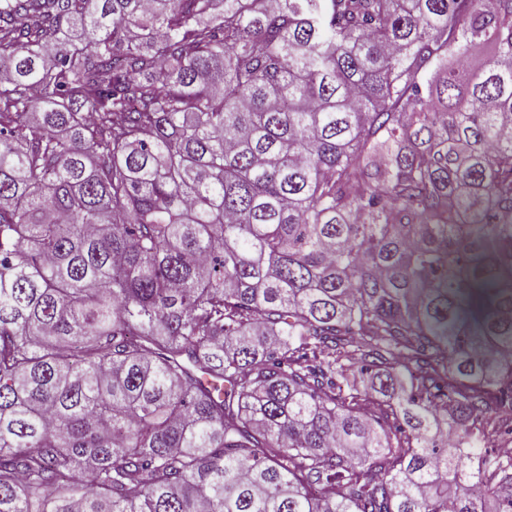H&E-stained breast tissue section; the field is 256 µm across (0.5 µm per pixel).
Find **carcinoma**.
<instances>
[{"label": "carcinoma", "mask_w": 512, "mask_h": 512, "mask_svg": "<svg viewBox=\"0 0 512 512\" xmlns=\"http://www.w3.org/2000/svg\"><path fill=\"white\" fill-rule=\"evenodd\" d=\"M510 254L512 0H0V512H512Z\"/></svg>", "instance_id": "obj_1"}]
</instances>
